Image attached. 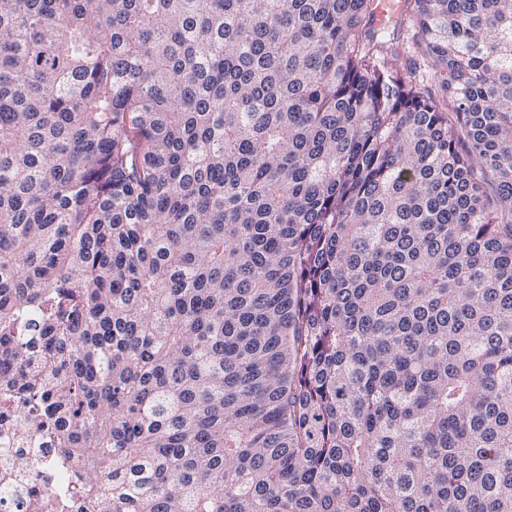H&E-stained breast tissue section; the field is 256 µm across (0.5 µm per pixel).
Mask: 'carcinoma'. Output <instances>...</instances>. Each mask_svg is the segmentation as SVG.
I'll return each mask as SVG.
<instances>
[{
	"label": "carcinoma",
	"mask_w": 512,
	"mask_h": 512,
	"mask_svg": "<svg viewBox=\"0 0 512 512\" xmlns=\"http://www.w3.org/2000/svg\"><path fill=\"white\" fill-rule=\"evenodd\" d=\"M372 4L0 0L37 512H512V0H406L451 116Z\"/></svg>",
	"instance_id": "obj_1"
}]
</instances>
